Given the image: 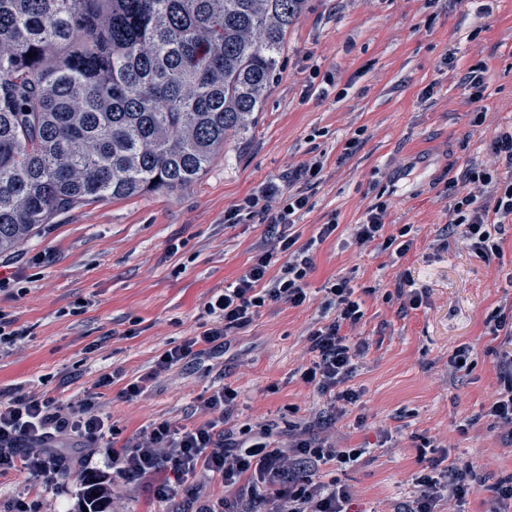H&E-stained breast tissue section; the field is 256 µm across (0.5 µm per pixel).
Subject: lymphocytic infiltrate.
Returning a JSON list of instances; mask_svg holds the SVG:
<instances>
[{"label": "lymphocytic infiltrate", "mask_w": 512, "mask_h": 512, "mask_svg": "<svg viewBox=\"0 0 512 512\" xmlns=\"http://www.w3.org/2000/svg\"><path fill=\"white\" fill-rule=\"evenodd\" d=\"M496 158L508 169L498 177L475 164L460 167L448 181L449 232L459 234L479 257L490 261L501 247L488 227L512 220V129L497 131L490 140ZM323 157L296 167L288 187L271 183L245 196L228 210L224 221L237 224L258 219L266 226L267 241L261 244L252 264L224 290L204 305V322L198 334L171 346L154 361L151 370L123 381L121 370L103 373L98 387L123 382L126 399L140 396L149 380L175 366L202 360L224 351L231 332L248 328L261 309L273 305L291 308L310 300L307 278L314 267L312 250L337 229L336 222L320 225L307 242H300L294 226L311 208L304 188L319 182ZM489 203H482L480 191ZM388 204L370 205L352 236L358 247L380 244L404 256L413 241L410 226L387 230ZM320 318L308 333L310 359L298 369L300 380L322 398L319 408L300 422L290 423L287 436L268 425L237 435L227 429L228 419L238 410V392L224 385L202 401V421L180 424L163 420L128 438L97 410L96 393H87L78 407L62 404L50 396L0 391V474L23 470L33 481H50L65 469L70 449H79L88 466L83 473L103 485L108 479L138 481L158 472L165 480L153 487L154 497L170 500L174 486L190 478L220 479L224 494L182 512H355L357 497L339 478H324L322 469L353 467L370 456L367 448H343L322 435L324 427L346 415L361 392L352 384L358 365L371 347L369 340L350 343L342 329L355 326L364 316L363 302L355 297L347 280L327 282L323 288ZM486 333L498 339L495 368L500 387L482 414L492 426L502 429V442L512 446V319L501 311L485 322ZM119 440L112 451V469L92 466L100 444ZM417 470L408 483V500L369 512H463L469 495L486 492L485 512H501L512 502V479L486 483L478 464L470 458L451 456L434 440L422 439L417 448Z\"/></svg>", "instance_id": "f902f5d3"}]
</instances>
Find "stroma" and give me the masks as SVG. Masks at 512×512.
Masks as SVG:
<instances>
[{
	"label": "stroma",
	"mask_w": 512,
	"mask_h": 512,
	"mask_svg": "<svg viewBox=\"0 0 512 512\" xmlns=\"http://www.w3.org/2000/svg\"><path fill=\"white\" fill-rule=\"evenodd\" d=\"M479 61L488 72L486 117L477 128L460 78ZM509 127L512 0H306L247 140L226 146L188 187L75 206L53 219L48 234L7 256L0 274L25 280L27 291L0 292V311L29 334L0 353V390L75 404L101 373H147L164 350L197 332L204 303L247 269L264 240L265 225L225 223V211L268 183L287 185L289 172L320 155L313 206L295 229L305 241L329 220L338 228L314 251L311 302L263 309L249 328L229 335L226 352L174 368L135 400L112 385L100 394L99 411L126 437L154 421L188 424L226 383L239 392L235 426L286 425L319 403L296 371L310 358L318 289L346 278L364 316L345 333L372 347L353 380L363 390L360 401L330 434L341 446L372 448L388 432L393 448L340 479L359 500H400L425 437L472 458L492 479L512 476V446L501 445L479 415L498 387L484 322L512 308V223L496 233L502 258L490 263L444 232L449 167L469 160L500 170L487 143ZM351 139L357 145L343 156ZM382 192L389 223L411 227L413 245L400 258L351 238ZM39 254L45 261L37 265ZM404 276L425 293L422 305L405 313L393 294ZM80 300L85 311L70 315ZM462 343L472 347L473 364L457 382L448 357ZM83 487L76 466L52 482H29L21 470L2 474L0 512L19 496L31 512H77ZM151 487L148 479L118 482L111 512H174L188 497L224 493L220 482L191 479L162 503Z\"/></svg>",
	"instance_id": "35a3bbf8"
}]
</instances>
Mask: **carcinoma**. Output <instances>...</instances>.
Wrapping results in <instances>:
<instances>
[{
    "label": "carcinoma",
    "instance_id": "cac0c4a2",
    "mask_svg": "<svg viewBox=\"0 0 512 512\" xmlns=\"http://www.w3.org/2000/svg\"><path fill=\"white\" fill-rule=\"evenodd\" d=\"M304 2L0 0V253L197 181L256 124Z\"/></svg>",
    "mask_w": 512,
    "mask_h": 512
}]
</instances>
